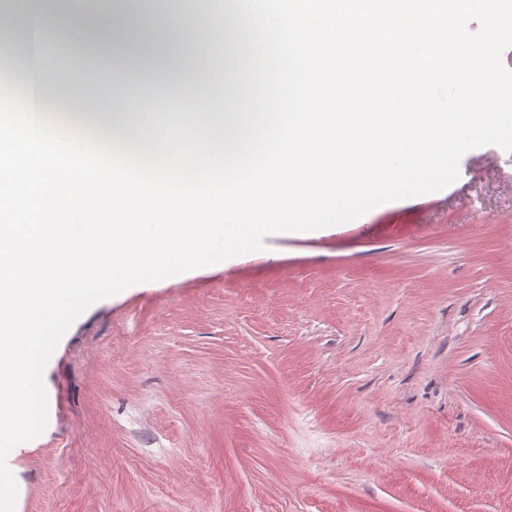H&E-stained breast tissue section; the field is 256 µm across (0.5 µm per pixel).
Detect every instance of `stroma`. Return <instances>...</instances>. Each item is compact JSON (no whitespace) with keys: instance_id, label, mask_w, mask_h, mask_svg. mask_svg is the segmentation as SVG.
<instances>
[{"instance_id":"35a3bbf8","label":"stroma","mask_w":512,"mask_h":512,"mask_svg":"<svg viewBox=\"0 0 512 512\" xmlns=\"http://www.w3.org/2000/svg\"><path fill=\"white\" fill-rule=\"evenodd\" d=\"M183 77L145 129L235 94ZM89 306L7 464L17 512H512V158Z\"/></svg>"}]
</instances>
